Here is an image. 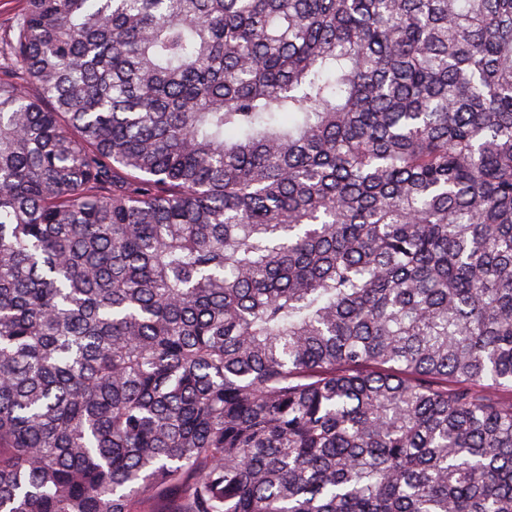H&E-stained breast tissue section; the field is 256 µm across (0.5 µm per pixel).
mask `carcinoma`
<instances>
[{"mask_svg":"<svg viewBox=\"0 0 512 512\" xmlns=\"http://www.w3.org/2000/svg\"><path fill=\"white\" fill-rule=\"evenodd\" d=\"M0 512H512V0H23Z\"/></svg>","mask_w":512,"mask_h":512,"instance_id":"cac0c4a2","label":"carcinoma"}]
</instances>
